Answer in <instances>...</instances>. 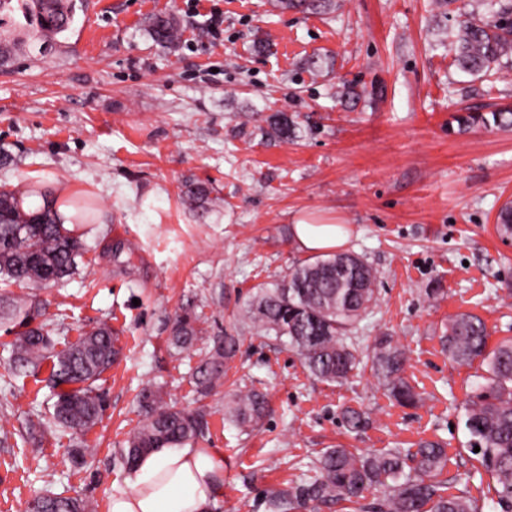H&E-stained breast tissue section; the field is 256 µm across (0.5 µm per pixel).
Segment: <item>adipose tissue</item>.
Instances as JSON below:
<instances>
[{
    "mask_svg": "<svg viewBox=\"0 0 512 512\" xmlns=\"http://www.w3.org/2000/svg\"><path fill=\"white\" fill-rule=\"evenodd\" d=\"M296 247L322 254L344 247L351 230L345 224H316L297 219L291 226ZM224 485V460L187 443L162 448L144 458L113 485L109 512H214Z\"/></svg>",
    "mask_w": 512,
    "mask_h": 512,
    "instance_id": "obj_1",
    "label": "adipose tissue"
}]
</instances>
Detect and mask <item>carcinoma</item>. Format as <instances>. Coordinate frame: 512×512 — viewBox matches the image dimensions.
<instances>
[{
    "mask_svg": "<svg viewBox=\"0 0 512 512\" xmlns=\"http://www.w3.org/2000/svg\"><path fill=\"white\" fill-rule=\"evenodd\" d=\"M278 5L298 13H328L336 0H278ZM83 0H0V67L10 63L15 50L38 48L42 54L62 45ZM155 43L171 47L180 33L173 17L155 15L147 24ZM452 51L463 72L479 75L494 72L504 76L505 58H512V0H490L489 14L459 24ZM462 130L475 127L512 132V109L469 112L454 117ZM273 135L282 140L297 136L294 117L278 112L268 118ZM182 200L193 206L206 196L194 182L182 187ZM33 195L0 186V282L40 288L62 283L79 273L87 252L83 236L63 223L57 200L42 195V204L31 207L25 198ZM62 205L74 211L73 219L86 223L93 206L85 198ZM496 230L512 237V203L498 212ZM376 275L370 265L352 253L317 256L296 264L279 280L260 283L249 294L242 316L265 335L287 338L308 374L322 382L341 384L359 368L357 349L348 342L352 327L376 303ZM42 315L38 304L0 293V325L15 334L11 344V366L17 374L38 375L45 360H52L47 379L51 394V422L75 433L96 425L106 409L98 385L112 368L119 350L116 336L105 321L84 332L79 340L55 350L48 324H34ZM197 318L186 312L177 316L170 344L178 352L194 348L201 333ZM485 321L472 313L448 320L441 336L448 357L460 365L478 361L485 367L482 382L470 396L463 415L467 448L493 480L495 504L500 512H512V341L488 348ZM209 351L194 368L197 391L205 396L224 380V363L238 347L234 336H216ZM371 370L389 396L402 406H415L421 395L405 376L406 350L392 337L375 339ZM147 416L131 431L122 449L129 467L147 453L194 442L204 435L205 414L179 409L164 401L158 389L141 393ZM268 414L265 394L249 389L237 394L226 407V415L242 427H255ZM350 431L359 433L369 424L364 413L345 410ZM480 451H474V447ZM448 455L442 444L422 441L415 448H388L379 453L359 448H328L313 466L314 475L294 485L265 493L267 512H314L319 505L355 502L364 494L381 491L384 498L365 505L374 512H479L467 495H448L443 478ZM27 512H91V504L79 496L52 494L33 498Z\"/></svg>",
    "mask_w": 512,
    "mask_h": 512,
    "instance_id": "carcinoma-1",
    "label": "carcinoma"
}]
</instances>
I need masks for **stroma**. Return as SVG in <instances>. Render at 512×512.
<instances>
[{"instance_id":"1","label":"stroma","mask_w":512,"mask_h":512,"mask_svg":"<svg viewBox=\"0 0 512 512\" xmlns=\"http://www.w3.org/2000/svg\"><path fill=\"white\" fill-rule=\"evenodd\" d=\"M224 32L208 34L192 0H85L64 47L19 53L0 69V183L67 198L91 192L99 220L84 225L91 276L48 288L11 286L44 307L61 344L99 321L116 332L117 362L102 376L107 409L83 433L50 424L47 373L9 368L12 335L0 329V512H25L51 492L108 512L113 484L129 473L121 450L146 418L144 388L201 410L198 447L224 457L216 512H266L265 492L311 476L327 448L369 452L436 441L448 453L449 494L467 490L495 512L492 481L466 448L463 405L479 364L443 351L450 317L473 313L489 345L512 340V239L496 231L512 201V132L452 127L454 115L512 108V78L460 72L448 49L458 24L487 14L488 0H336L334 13L302 14L276 0H213ZM173 15L180 38L155 44L146 21ZM320 57L312 72L309 61ZM296 116L298 138L269 133L275 112ZM220 204L181 201L185 180ZM346 224V245L377 276V303L357 324L360 351L387 334L408 351L406 375L422 403L391 401L370 368L344 384L311 378L295 350L239 316L252 289L305 260L296 219ZM199 316L206 347L238 337L221 386L195 391L197 356L169 340L176 317ZM266 394L263 425L225 418L230 397ZM369 418L348 431L344 408ZM93 448L73 465L72 448ZM470 473L467 485L455 482Z\"/></svg>"}]
</instances>
